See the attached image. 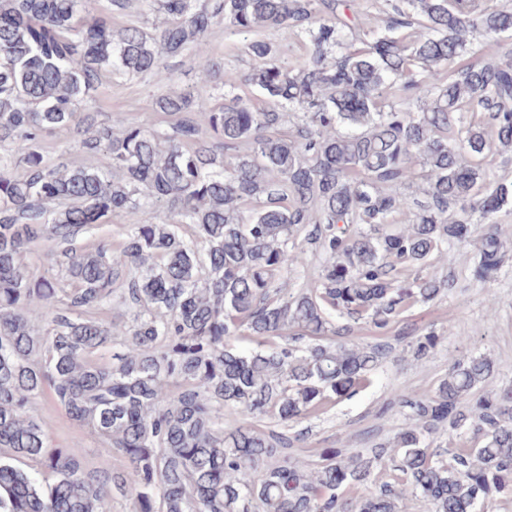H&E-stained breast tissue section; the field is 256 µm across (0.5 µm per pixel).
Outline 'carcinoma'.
Instances as JSON below:
<instances>
[{
	"instance_id": "carcinoma-1",
	"label": "carcinoma",
	"mask_w": 512,
	"mask_h": 512,
	"mask_svg": "<svg viewBox=\"0 0 512 512\" xmlns=\"http://www.w3.org/2000/svg\"><path fill=\"white\" fill-rule=\"evenodd\" d=\"M91 2L0 0V512H110L114 495L132 496L134 512H399L408 495L430 512H472L511 493L512 390L464 407L495 372L484 354L452 360L430 397L398 395L408 423L391 443L334 449L312 467L287 453L305 433L226 429L224 409L286 426L355 395L391 349L354 342L360 321L385 336L408 305L453 287L402 272L471 241L477 279L501 269V234L482 221L509 212L512 184H486L482 160L512 151V62L447 68L468 33L512 34V4L402 0L351 51L360 0H141L167 15L153 34L113 30ZM221 24L283 30L314 53L285 68L268 61L267 42H250L246 81L269 107L171 89L153 110L198 118L164 137L95 131L77 112L103 74L159 75L163 58L203 50ZM202 70L229 89L239 81L213 56ZM388 94L407 107L383 109ZM60 129L81 135L84 155L106 153L112 172L46 163L41 138ZM414 186L423 199L401 192ZM411 211L413 223L395 222ZM116 214L130 216L118 248L74 247ZM300 235L319 258L318 285L288 293L280 284L307 261ZM45 240L56 243L54 275L24 262ZM114 301L134 310L131 324L93 315ZM396 340L417 354L440 343L415 328ZM108 348L109 361L96 360ZM46 388L127 458L123 470L50 447L31 411ZM463 428L478 445L430 448L439 430ZM389 464L399 483H377Z\"/></svg>"
}]
</instances>
